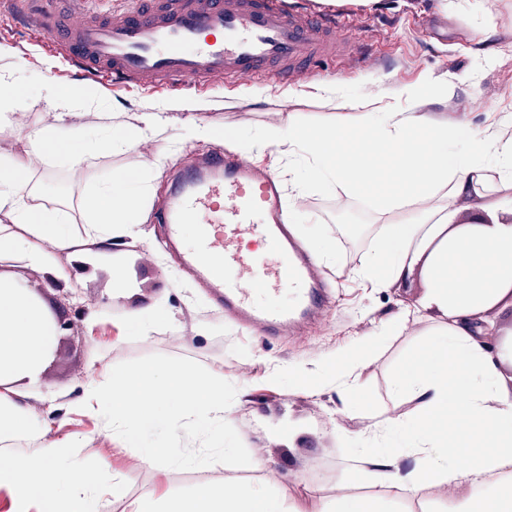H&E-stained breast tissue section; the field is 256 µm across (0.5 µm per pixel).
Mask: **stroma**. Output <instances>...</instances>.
<instances>
[{
	"label": "stroma",
	"instance_id": "obj_1",
	"mask_svg": "<svg viewBox=\"0 0 512 512\" xmlns=\"http://www.w3.org/2000/svg\"><path fill=\"white\" fill-rule=\"evenodd\" d=\"M344 11L366 25L370 42L383 47L377 62L348 75L328 61L295 83L219 81L204 92L99 84L48 48L35 46L24 20L0 22V91L19 82L28 89L21 124L37 128L55 122L56 113L41 90L46 80L93 95L74 118L64 120L67 128L101 132L112 124L135 126L145 112L166 115L145 145L113 148L78 168L47 154L33 169L39 202L61 209L79 238L91 222L85 209L91 192L122 174L139 175L141 236L113 239L107 258L94 265L57 253L66 275L60 290L40 269L19 257L0 255L1 274L23 283L49 315L64 313L72 324L56 337L40 374L39 392L25 401L27 409L37 416L51 413L56 435L76 434L84 443L77 460L85 467L108 460L111 469L101 482L107 485L112 476H119L124 500L150 503L168 486L194 494L213 476L253 484L303 512H317L320 504L335 498L346 462L359 449L392 448L403 442L399 436L382 441L378 435L389 418L416 410L409 396L396 395L394 378L401 364L431 341L432 322L425 318L380 335L387 320L419 297L422 279L416 275L399 287L384 289L371 287L356 274L385 225L403 220L401 212H383L376 203L395 178L385 162L372 159L381 174L377 186L354 194L320 179L317 160L300 146H270L251 154L252 162L281 178L288 204L300 212L292 231L307 251L321 243L330 246L328 258L317 264L328 288L324 320L294 340L240 329L198 288L179 256L165 251L164 226L147 221L163 203L169 176L186 152L211 147L210 142L185 138L184 129L194 120L254 140L276 118L303 133L329 125L348 132L357 128L359 101L369 99L395 110L414 108L447 124L452 133L448 152L453 155L474 135L512 115V71L505 67L512 58V0H369L365 6H345ZM407 86L423 89L417 105L402 96ZM186 102L193 103V110H183ZM159 149L165 158L157 164L153 154ZM292 166L309 169L303 188L292 184ZM121 277L130 285L122 295L117 292ZM155 297L165 299L168 313L157 318L144 339L126 329V316ZM359 346L365 358L356 374L343 370L336 385H322L330 361L346 360ZM150 354L194 360L237 386L234 422L251 465L217 464L208 475L194 469L161 472L144 467L127 450L114 447L102 422L74 412L71 403L88 377L106 381L118 363ZM295 366L307 378L306 390L273 379ZM353 380L364 394L362 401L345 394Z\"/></svg>",
	"mask_w": 512,
	"mask_h": 512
}]
</instances>
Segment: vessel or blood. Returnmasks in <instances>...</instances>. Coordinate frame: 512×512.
Wrapping results in <instances>:
<instances>
[{"label":"vessel or blood","instance_id":"b4317fda","mask_svg":"<svg viewBox=\"0 0 512 512\" xmlns=\"http://www.w3.org/2000/svg\"><path fill=\"white\" fill-rule=\"evenodd\" d=\"M25 9L33 43L53 41L58 54L103 84L142 89L210 87L214 78L294 80L317 60L364 61V30L349 14L311 11L291 0H132L121 17L57 23L49 9ZM166 206L153 221L166 243L214 303L244 328L295 336L327 306L322 280L286 223L285 194L275 173L228 151L194 152ZM196 223L194 246L182 227ZM287 286L286 304L266 295Z\"/></svg>","mask_w":512,"mask_h":512}]
</instances>
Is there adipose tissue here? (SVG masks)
<instances>
[{
    "mask_svg": "<svg viewBox=\"0 0 512 512\" xmlns=\"http://www.w3.org/2000/svg\"><path fill=\"white\" fill-rule=\"evenodd\" d=\"M26 93L14 85L0 100V127L14 128L29 147L25 157L0 155V254L20 256L56 278L64 273L54 253L73 246L71 229L59 209L36 204L30 174L32 156L53 153L78 168L93 155L115 146L134 148L148 140L156 117L139 126L109 127L100 135L61 137L54 125L25 128L14 115ZM365 130L352 136L333 127L308 137L278 123L262 134L264 145L300 141L321 162L325 181L354 191L377 179L366 155L390 160L397 177L380 193L387 208L404 213L377 241V253L358 269L360 278L379 288L420 276L424 291L418 309L436 315L437 337L406 362L395 391L417 400L420 410L408 420L407 451L418 467L407 475L389 470L388 459L367 467L357 456L345 481H366L404 497H417L427 483H464L448 512H512V325L505 341L489 354L476 324L487 311L512 306V138L491 126L458 155L448 153V130L433 127L413 112L375 109L364 113ZM132 177L112 181L89 198L93 238L99 245L113 235L134 233L140 195ZM55 331L41 302L24 285L0 275V494L9 512H86L102 491L99 476L107 462L88 470L75 462L78 438L56 439L46 419L30 415L18 383L37 379L54 342ZM124 512H285L281 499L248 484L225 489L206 484L188 496L168 489L155 504L127 502Z\"/></svg>",
    "mask_w": 512,
    "mask_h": 512,
    "instance_id": "1",
    "label": "adipose tissue"
}]
</instances>
